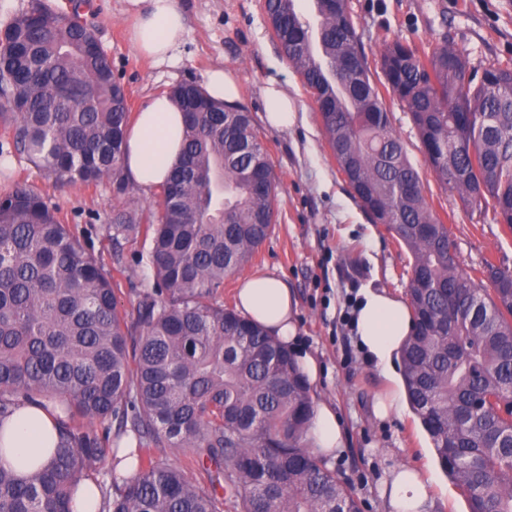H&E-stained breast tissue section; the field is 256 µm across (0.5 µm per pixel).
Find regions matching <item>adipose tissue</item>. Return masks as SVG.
Wrapping results in <instances>:
<instances>
[{
  "label": "adipose tissue",
  "mask_w": 512,
  "mask_h": 512,
  "mask_svg": "<svg viewBox=\"0 0 512 512\" xmlns=\"http://www.w3.org/2000/svg\"><path fill=\"white\" fill-rule=\"evenodd\" d=\"M127 10L134 19L129 39L139 54L155 62L170 59L186 34L177 0H127ZM184 130V115L175 100L166 94L149 97L126 134V179L147 193L161 187L181 159ZM237 307L284 344H295L297 301L281 277H241ZM353 315L354 339L364 358L388 379H396L400 348L412 325L407 303L387 289L365 288ZM56 441L54 417L37 405H22L0 422V465L29 472L47 461ZM305 442L325 459L342 451L343 433L332 405L317 404ZM431 488L423 469L398 465L379 492L387 512H432Z\"/></svg>",
  "instance_id": "obj_1"
}]
</instances>
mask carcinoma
Returning a JSON list of instances; mask_svg holds the SVG:
<instances>
[{
	"mask_svg": "<svg viewBox=\"0 0 512 512\" xmlns=\"http://www.w3.org/2000/svg\"><path fill=\"white\" fill-rule=\"evenodd\" d=\"M266 0L273 38L320 109L323 134L360 206L410 253L412 327L400 349L411 411L469 512H512V269L474 279L424 195L372 81L348 0ZM377 65L410 114L444 189L512 232V64L470 77L443 39L429 52L392 40ZM185 112L180 163L161 188L147 266L154 293L128 323L119 284L56 208L26 183L0 197V420L24 404L60 410L50 462L24 477L0 465V512H71V491L129 431L192 448L198 487L162 458L101 488L103 512H361L355 491L303 442L306 379L278 339L224 307L216 290L267 237L278 182L251 113L196 82L171 90ZM130 110L93 28L34 0L0 32V119L17 151L57 181L121 166ZM142 232L117 212L106 237ZM86 419L88 424L79 423ZM105 425L98 431L92 423Z\"/></svg>",
	"mask_w": 512,
	"mask_h": 512,
	"instance_id": "obj_1",
	"label": "carcinoma"
}]
</instances>
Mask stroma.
<instances>
[{"instance_id": "1", "label": "stroma", "mask_w": 512, "mask_h": 512, "mask_svg": "<svg viewBox=\"0 0 512 512\" xmlns=\"http://www.w3.org/2000/svg\"><path fill=\"white\" fill-rule=\"evenodd\" d=\"M264 0H179L187 34L173 59L154 63L132 46L125 0H88L83 14L112 61L131 111L148 97L221 67L234 77L238 101L251 112L279 183L272 230L242 274L273 273L298 302L297 344L317 358L322 375L313 402L330 401L341 420L344 449L330 466L349 482L362 512H385L378 487L397 465L427 466L435 512H468V502L440 469L430 441L409 407L384 419L374 415L377 396L391 383L365 361L344 321L348 302L362 288L405 295L408 251L382 225L371 223L340 172L325 140L318 104L271 36ZM369 61L387 41L400 39L431 50L441 40L463 50L471 65L512 63V0H349ZM274 81L292 100L297 119L288 131L271 129L262 90ZM394 129L417 168L428 203L450 227L463 268L478 273L484 260L512 269V232L492 218L478 219L460 197L442 188L426 163L411 118L396 99L386 101ZM26 182L58 209L84 246L108 269H121L120 309L136 319L153 279L140 262L143 241L113 247L104 232L114 212L145 217L160 208L159 193L129 188L119 197L110 182L59 184L46 177L11 139L0 133V195Z\"/></svg>"}]
</instances>
